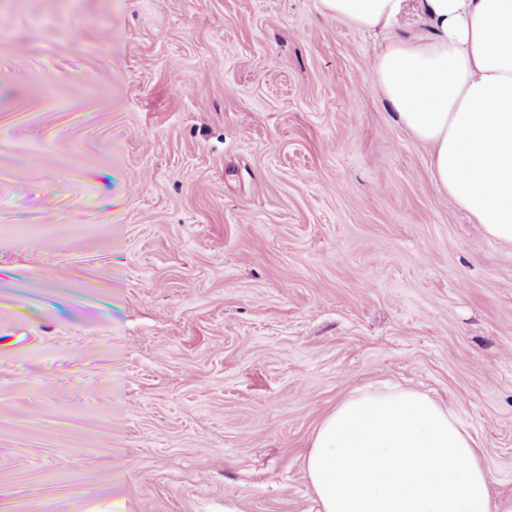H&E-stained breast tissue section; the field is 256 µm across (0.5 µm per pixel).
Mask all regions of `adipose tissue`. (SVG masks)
I'll return each mask as SVG.
<instances>
[{
  "label": "adipose tissue",
  "mask_w": 512,
  "mask_h": 512,
  "mask_svg": "<svg viewBox=\"0 0 512 512\" xmlns=\"http://www.w3.org/2000/svg\"><path fill=\"white\" fill-rule=\"evenodd\" d=\"M358 29L415 7L425 30L373 61L399 124L431 147L440 193L512 245V0H321ZM318 512H504L455 412L406 388H361L320 424L305 455Z\"/></svg>",
  "instance_id": "ef3b65f1"
}]
</instances>
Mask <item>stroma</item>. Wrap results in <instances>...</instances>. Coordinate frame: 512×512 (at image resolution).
I'll list each match as a JSON object with an SVG mask.
<instances>
[{
	"mask_svg": "<svg viewBox=\"0 0 512 512\" xmlns=\"http://www.w3.org/2000/svg\"><path fill=\"white\" fill-rule=\"evenodd\" d=\"M320 0H0V512H316L364 387L512 503V247Z\"/></svg>",
	"mask_w": 512,
	"mask_h": 512,
	"instance_id": "stroma-1",
	"label": "stroma"
}]
</instances>
